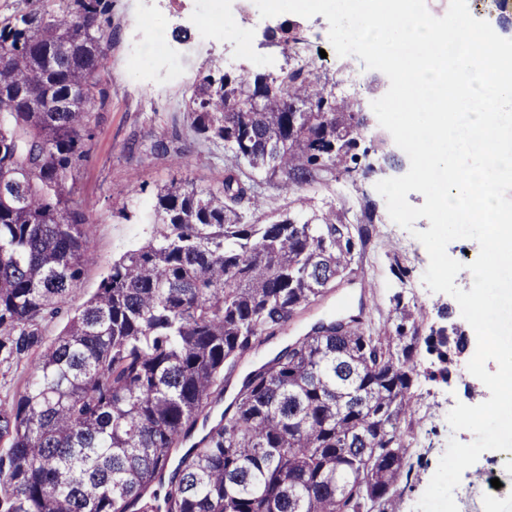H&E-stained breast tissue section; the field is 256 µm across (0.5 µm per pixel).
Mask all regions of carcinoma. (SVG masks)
<instances>
[{"label":"carcinoma","instance_id":"obj_1","mask_svg":"<svg viewBox=\"0 0 512 512\" xmlns=\"http://www.w3.org/2000/svg\"><path fill=\"white\" fill-rule=\"evenodd\" d=\"M109 0H59L0 24V512H395L414 464L419 348L449 375L465 330L430 327L401 297L381 328L365 307L320 320L248 372L244 355L352 273L346 212L294 194L359 168L360 98L315 66L241 68L196 84L184 124L150 154L189 164L224 147V179L160 189L151 239L112 262L59 335H43L91 261L93 213L74 177L91 160ZM292 56L304 41L273 34ZM273 90L248 111L256 85ZM98 87L82 98L78 91ZM203 434L187 444L197 427Z\"/></svg>","mask_w":512,"mask_h":512}]
</instances>
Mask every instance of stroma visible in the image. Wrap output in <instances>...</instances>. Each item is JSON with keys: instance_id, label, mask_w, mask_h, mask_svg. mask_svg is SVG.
Wrapping results in <instances>:
<instances>
[{"instance_id": "1", "label": "stroma", "mask_w": 512, "mask_h": 512, "mask_svg": "<svg viewBox=\"0 0 512 512\" xmlns=\"http://www.w3.org/2000/svg\"><path fill=\"white\" fill-rule=\"evenodd\" d=\"M197 0H111L109 48L103 61L102 80L109 93L104 111L95 113V147L91 162L76 176L81 192L93 208L94 230L91 240L93 260L84 277L73 289L69 309H76L96 291L113 261L142 243L150 234V205L156 191L171 182L189 178L199 186L218 185L224 178V152L206 144L199 148L187 167L177 169L168 161L149 153L129 152L130 143L143 145L171 133L183 124V112L198 80L239 66L280 74L292 62L276 45L265 44L261 32L266 25L257 8L239 12L234 24L215 40L192 34L190 40H169L162 48L141 46L139 28L142 19L153 27L173 30L185 24ZM304 34L310 45L325 50L316 67L323 78L335 84L345 96H363L372 102L366 86L372 70L357 56H338L329 41V24L324 16L303 19ZM178 61L184 79L176 83L169 77L171 61ZM378 122H371L363 133V144L377 147L387 139V154L396 156V166L376 156L360 158L361 167L374 164L369 174H354L326 186L305 188L304 194L314 209L333 205L345 209L355 229L364 231L365 247L357 255L349 278L337 284L328 296L290 324L276 338L249 352L241 372H249L273 353L305 334L319 320L336 317L365 306L376 324H383L393 306L394 295L418 306L428 326H440L441 305L452 307L453 321H461L456 300L445 293L430 291L423 282L429 257L424 246L411 233L390 219L383 197L376 191L378 181L406 172L409 158L387 138ZM406 267V278H397V267ZM476 350L468 344L455 356L448 376L437 373L435 356L421 353L422 374L417 388L419 423L414 428V446L420 457L397 506V512H415V508L446 451L449 439L472 442L467 430L452 431L447 415L456 403L477 405L490 396L487 387L467 369ZM499 486H492V479ZM454 498L459 512H512V452H483L467 468Z\"/></svg>"}]
</instances>
